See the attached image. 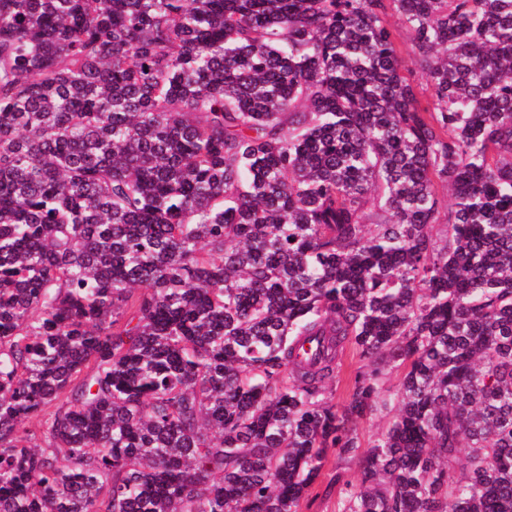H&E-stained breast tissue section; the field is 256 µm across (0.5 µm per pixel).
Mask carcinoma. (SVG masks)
Here are the masks:
<instances>
[{
    "mask_svg": "<svg viewBox=\"0 0 512 512\" xmlns=\"http://www.w3.org/2000/svg\"><path fill=\"white\" fill-rule=\"evenodd\" d=\"M331 449L339 512H512V0H0V512H298ZM361 364L362 363L359 360V356L353 353L352 349L347 348L343 355V365L341 372L342 381L339 386H336V389L334 385L332 387L329 385L327 389L328 393H332L331 395L333 397V402H341L343 397H345V384L347 378L349 374Z\"/></svg>",
    "mask_w": 512,
    "mask_h": 512,
    "instance_id": "cac0c4a2",
    "label": "carcinoma"
}]
</instances>
